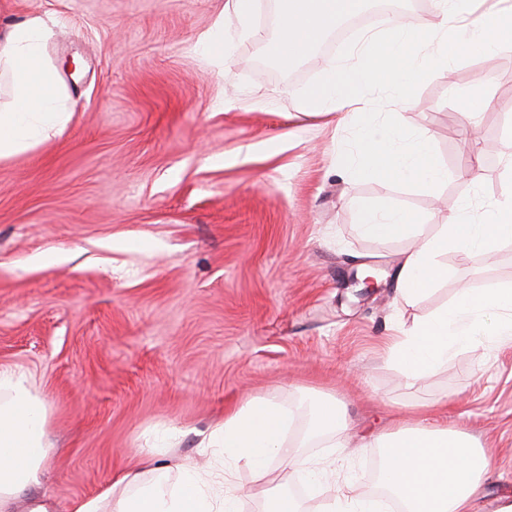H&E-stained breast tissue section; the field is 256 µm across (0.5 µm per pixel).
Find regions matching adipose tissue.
Wrapping results in <instances>:
<instances>
[{
	"label": "adipose tissue",
	"mask_w": 512,
	"mask_h": 512,
	"mask_svg": "<svg viewBox=\"0 0 512 512\" xmlns=\"http://www.w3.org/2000/svg\"><path fill=\"white\" fill-rule=\"evenodd\" d=\"M257 4L258 0H225L213 26L198 39L203 53H210L228 18L236 21L238 40L259 37ZM372 6V0H277L271 58L284 68L295 65L319 47L338 21ZM50 36L35 18L0 38V76L7 78L12 90L10 102L0 105V161L60 133L71 118L52 69L42 63ZM356 230L370 240L407 242L398 290L410 303L447 279L442 254L453 251L467 257L512 246V196L480 213L464 202L457 213L428 231L406 208L365 205ZM503 311L509 312V319H500ZM485 345L512 347V283L463 289L450 305L400 326L388 357L412 385L447 365L458 350ZM47 422L48 407L27 375L0 369V512H18L22 504L27 512H50V504L38 493L53 454ZM294 424L291 409L262 398L250 400L209 434L208 447L224 452L221 465L201 473L194 465L180 464L169 488L129 472L97 495L73 500L68 512H240L250 492L228 482V468L242 465L263 475L276 461L285 481L268 496L265 512H308L288 489L289 483L300 480L314 483L316 495L325 496L322 512H391L394 501L400 503V512H480L491 459L466 431L444 426L436 412H422L375 437L380 467L372 492L361 490L348 477L336 488H321L316 467L297 456L282 457ZM347 427L344 405L324 399L310 406L305 435L322 438L333 448Z\"/></svg>",
	"instance_id": "ef3b65f1"
}]
</instances>
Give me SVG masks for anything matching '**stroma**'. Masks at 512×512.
I'll list each match as a JSON object with an SVG mask.
<instances>
[{"label":"stroma","instance_id":"35a3bbf8","mask_svg":"<svg viewBox=\"0 0 512 512\" xmlns=\"http://www.w3.org/2000/svg\"><path fill=\"white\" fill-rule=\"evenodd\" d=\"M224 0H0V34L42 18L44 61L60 74L73 116L62 133L0 161V369L25 373L45 399L53 463L44 480L58 512L99 493L146 456L208 469L200 441L254 398L298 410L286 451L324 468L327 486L372 489L369 436L419 405L492 455L488 498L512 496V349L459 351L406 386L386 344L399 319L449 304L465 286L512 282V248L443 255L447 280L415 305L397 292L405 248L361 238L360 206L405 207L439 224L466 198L512 193V54L453 63L426 80L402 122L432 134L453 176L435 192L350 179L336 155L351 123L299 113V92L336 52L293 67L270 58L274 0H259L260 38L203 55L197 40ZM487 88L476 134L457 92ZM478 162V179L460 169ZM63 251L62 262L36 254ZM320 396L347 407L348 452L307 440ZM174 428L169 448L153 432ZM283 478L233 469L264 512Z\"/></svg>","mask_w":512,"mask_h":512}]
</instances>
